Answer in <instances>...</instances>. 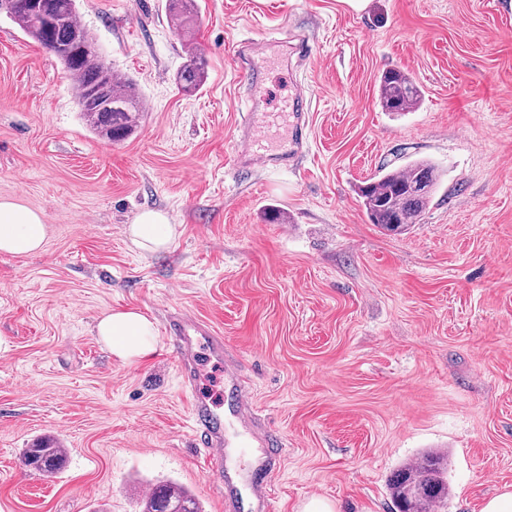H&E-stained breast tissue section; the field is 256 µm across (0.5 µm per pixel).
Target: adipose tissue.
I'll return each instance as SVG.
<instances>
[{
    "label": "adipose tissue",
    "instance_id": "1",
    "mask_svg": "<svg viewBox=\"0 0 512 512\" xmlns=\"http://www.w3.org/2000/svg\"><path fill=\"white\" fill-rule=\"evenodd\" d=\"M137 247L156 252L168 249L176 236L174 225L157 210H145L129 227ZM45 241V224L39 212L12 201H0V252L27 256L40 251ZM96 332L110 352L131 363L149 357L155 350L157 329L136 310L109 312L96 324Z\"/></svg>",
    "mask_w": 512,
    "mask_h": 512
}]
</instances>
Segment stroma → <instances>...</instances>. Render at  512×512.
I'll return each mask as SVG.
<instances>
[{"label":"stroma","mask_w":512,"mask_h":512,"mask_svg":"<svg viewBox=\"0 0 512 512\" xmlns=\"http://www.w3.org/2000/svg\"><path fill=\"white\" fill-rule=\"evenodd\" d=\"M166 0H77L81 23L145 104L119 143L85 124L58 59L0 14V200L42 214L41 251L0 253V512H142L153 484L225 512L192 437L174 315L207 322L201 394L220 404L232 466L263 450L231 416L245 390L282 438L272 512H395L394 472L448 457L439 512H481L512 489V0H198L191 39ZM308 38L301 65L269 59L257 118L289 146L288 102L310 104L296 170L233 164L248 111L238 42L282 19ZM202 87L174 82L188 44ZM410 74L417 111L383 112V71ZM434 162L441 183L418 224H370L358 188L384 167ZM286 223L271 224L267 209ZM176 228L168 250L135 246L143 210ZM134 308L155 352L126 364L96 334ZM51 437L68 451L44 480L21 460Z\"/></svg>","instance_id":"obj_1"}]
</instances>
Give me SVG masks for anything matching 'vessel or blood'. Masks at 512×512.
Instances as JSON below:
<instances>
[{
	"instance_id": "obj_1",
	"label": "vessel or blood",
	"mask_w": 512,
	"mask_h": 512,
	"mask_svg": "<svg viewBox=\"0 0 512 512\" xmlns=\"http://www.w3.org/2000/svg\"><path fill=\"white\" fill-rule=\"evenodd\" d=\"M292 46L295 54L305 55L310 51L309 41L304 35L292 31L289 24H282L279 37L262 36L237 44L238 57L247 62L248 85L253 102H260L265 95V69L263 58L268 50L274 47ZM294 124L289 148L273 153L253 151V143L265 137L262 125L257 124L252 115H245L239 126L240 147L235 152L234 162L237 167L251 169L261 167L293 170L298 164V156L303 147V136L306 129V116L303 110L293 114ZM173 333L179 340L178 372L181 386L185 393L192 395L191 419L192 431L196 446L204 450V464L207 471L215 473L219 478H226L228 472L226 442L221 426L220 416L212 403L196 398L199 374L197 370V346L207 342L211 353L223 356L224 339L218 336L211 327L194 317L184 316L174 323ZM275 469L274 459L261 462L260 477L252 479L251 493L256 504V512H268L270 476Z\"/></svg>"
}]
</instances>
